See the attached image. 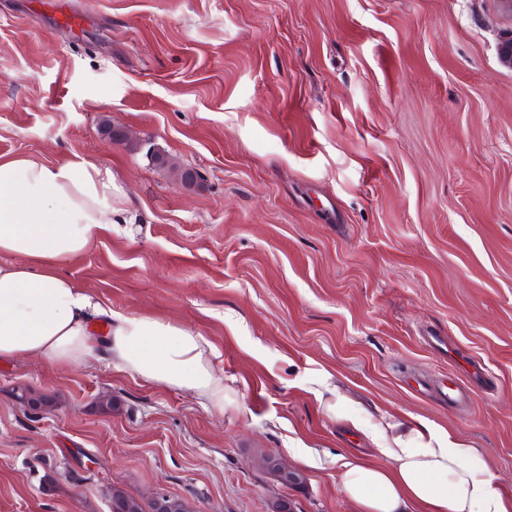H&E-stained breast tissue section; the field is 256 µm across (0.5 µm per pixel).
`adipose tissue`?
<instances>
[{
	"instance_id": "obj_1",
	"label": "adipose tissue",
	"mask_w": 512,
	"mask_h": 512,
	"mask_svg": "<svg viewBox=\"0 0 512 512\" xmlns=\"http://www.w3.org/2000/svg\"><path fill=\"white\" fill-rule=\"evenodd\" d=\"M110 168L0 159V360L68 370L103 360L224 410V377L197 331L114 311L64 268L95 237L126 223ZM379 462L342 460L339 480L360 512H512V494L458 437L433 423L382 422Z\"/></svg>"
}]
</instances>
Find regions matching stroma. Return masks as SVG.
<instances>
[{
    "label": "stroma",
    "instance_id": "1",
    "mask_svg": "<svg viewBox=\"0 0 512 512\" xmlns=\"http://www.w3.org/2000/svg\"><path fill=\"white\" fill-rule=\"evenodd\" d=\"M511 33L500 0H0V158L78 155L127 196L66 273L200 332L228 396L0 362V512H112L116 488L358 512L336 461L375 460L384 414L448 429L512 493ZM297 446L303 485L259 469Z\"/></svg>",
    "mask_w": 512,
    "mask_h": 512
}]
</instances>
